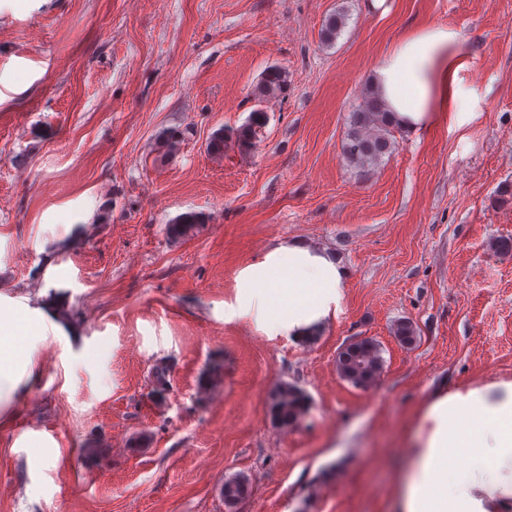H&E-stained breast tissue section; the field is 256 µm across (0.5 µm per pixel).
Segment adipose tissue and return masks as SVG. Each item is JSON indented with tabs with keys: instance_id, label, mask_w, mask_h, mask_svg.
Here are the masks:
<instances>
[{
	"instance_id": "1",
	"label": "adipose tissue",
	"mask_w": 512,
	"mask_h": 512,
	"mask_svg": "<svg viewBox=\"0 0 512 512\" xmlns=\"http://www.w3.org/2000/svg\"><path fill=\"white\" fill-rule=\"evenodd\" d=\"M455 30L404 33L379 61L373 86L393 120L418 136L456 97ZM349 271L306 240L265 250L237 276L234 311L263 331L309 336L337 316ZM398 470L392 512H512V381L439 390L423 403Z\"/></svg>"
}]
</instances>
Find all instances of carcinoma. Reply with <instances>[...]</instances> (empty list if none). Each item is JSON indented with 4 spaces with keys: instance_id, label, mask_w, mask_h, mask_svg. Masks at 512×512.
Segmentation results:
<instances>
[{
    "instance_id": "1",
    "label": "carcinoma",
    "mask_w": 512,
    "mask_h": 512,
    "mask_svg": "<svg viewBox=\"0 0 512 512\" xmlns=\"http://www.w3.org/2000/svg\"><path fill=\"white\" fill-rule=\"evenodd\" d=\"M346 24V16L338 12L328 17L322 34L327 42L335 41ZM288 87V73L285 69L269 67L255 89L258 99L278 97ZM266 122L265 113L255 110L249 120L233 132L220 128L210 136L207 149L216 157L224 156L226 142L231 140L242 151H249L254 145L257 129ZM393 123L383 100L366 84L361 91L359 105L349 116L348 130L342 145L344 159L361 172L367 174L383 162L386 155L392 153L396 140ZM207 217L202 213L189 212L179 216L167 225L166 234L171 239H184L194 235ZM336 367L343 379L358 388L373 385L380 377L383 359L378 344L372 339L355 341L344 347L337 355ZM150 397L157 403L166 401L169 388V367L164 363L156 364L151 371ZM310 404L309 395L299 386L283 382L278 384L269 397V412L275 425L287 428L307 412ZM249 494V481L242 476L224 479L222 495L224 504L235 507Z\"/></svg>"
}]
</instances>
